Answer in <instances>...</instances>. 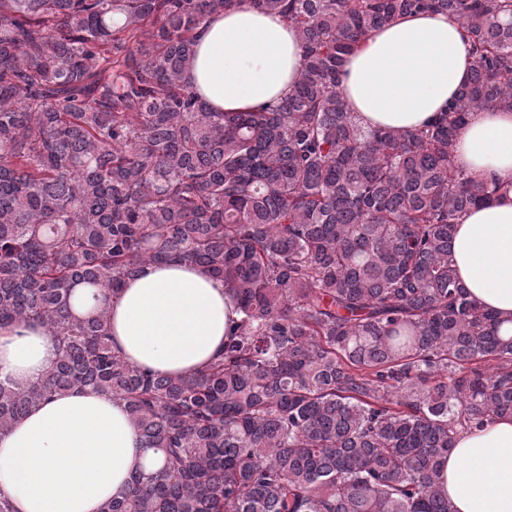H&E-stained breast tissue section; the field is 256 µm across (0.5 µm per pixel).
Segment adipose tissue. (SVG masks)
<instances>
[{"label": "adipose tissue", "mask_w": 512, "mask_h": 512, "mask_svg": "<svg viewBox=\"0 0 512 512\" xmlns=\"http://www.w3.org/2000/svg\"><path fill=\"white\" fill-rule=\"evenodd\" d=\"M301 56L293 25L241 0L199 26L185 81L213 111H246L286 97ZM470 67L455 17L414 13L370 32L345 62L341 86L361 127L410 131L445 111ZM456 161L501 190L460 219L453 262L478 304L512 320V112H472ZM110 315L114 350L137 366L179 375L207 365L240 318L223 281L177 259L138 269ZM55 352L51 332L38 324L0 331V373L17 381L39 378ZM159 465L124 404L104 392L72 390L0 435V492L13 512H100L131 475ZM442 487L454 512H512V417L461 433Z\"/></svg>", "instance_id": "1"}]
</instances>
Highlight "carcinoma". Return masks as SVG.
Listing matches in <instances>:
<instances>
[{
  "label": "carcinoma",
  "mask_w": 512,
  "mask_h": 512,
  "mask_svg": "<svg viewBox=\"0 0 512 512\" xmlns=\"http://www.w3.org/2000/svg\"><path fill=\"white\" fill-rule=\"evenodd\" d=\"M241 0H0V329L52 330L34 382L0 378V434L58 394L126 405L164 458L101 512H453L459 432L512 416V328L449 255L500 187L456 165L471 112L512 111V0H249L302 43L288 97L213 112L185 82L193 32ZM455 16L473 63L440 120L365 130L340 85L368 32ZM205 268L241 313L204 370L112 350L140 266Z\"/></svg>",
  "instance_id": "obj_1"
}]
</instances>
